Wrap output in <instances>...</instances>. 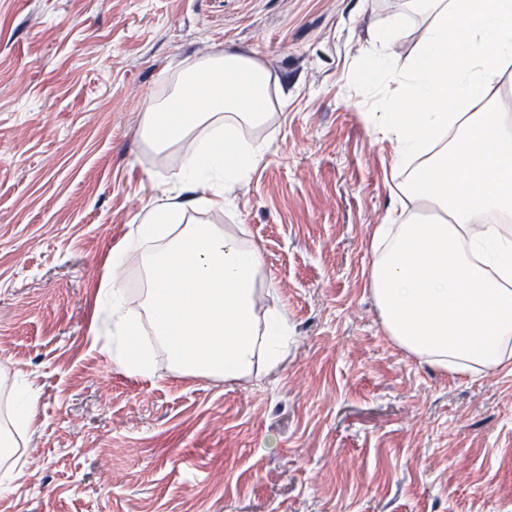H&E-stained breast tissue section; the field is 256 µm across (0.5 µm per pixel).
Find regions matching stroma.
<instances>
[{"mask_svg":"<svg viewBox=\"0 0 512 512\" xmlns=\"http://www.w3.org/2000/svg\"><path fill=\"white\" fill-rule=\"evenodd\" d=\"M405 0H0V394L38 421L0 512H512V374L448 377L386 334L375 225L408 200L356 75ZM233 46L271 74L265 142L224 210L180 190L182 146L143 138L177 69ZM241 228L294 343L227 383L127 376L91 328L97 288L154 202ZM12 403L16 410V426L20 429L32 428L37 419L36 393L27 384H17L12 394Z\"/></svg>","mask_w":512,"mask_h":512,"instance_id":"1","label":"stroma"}]
</instances>
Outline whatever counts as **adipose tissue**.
I'll list each match as a JSON object with an SVG mask.
<instances>
[{
	"mask_svg": "<svg viewBox=\"0 0 512 512\" xmlns=\"http://www.w3.org/2000/svg\"><path fill=\"white\" fill-rule=\"evenodd\" d=\"M423 15L415 56L400 63L403 19L368 48L360 81L380 94L372 118L394 143L396 168L421 162L401 191L436 218L401 212L372 234L370 290L386 334L413 357L452 376L512 366V114L501 88L512 65V0H409ZM271 77L228 48L183 67L167 98L145 109L156 150L191 140L179 186L198 206L220 209L227 185L264 158L242 127L265 123ZM141 256V310L128 305L123 270ZM259 252L183 207L151 205L97 290L98 329L128 374L153 377L155 346L173 371L227 382L276 369L292 340L276 308L257 306ZM151 328L154 341L143 338Z\"/></svg>",
	"mask_w": 512,
	"mask_h": 512,
	"instance_id": "1",
	"label": "adipose tissue"
}]
</instances>
